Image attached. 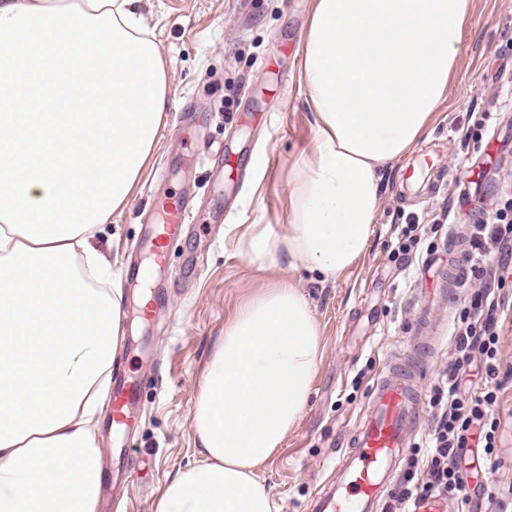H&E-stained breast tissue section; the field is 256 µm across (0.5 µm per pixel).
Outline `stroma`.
Segmentation results:
<instances>
[{"label":"stroma","instance_id":"35a3bbf8","mask_svg":"<svg viewBox=\"0 0 512 512\" xmlns=\"http://www.w3.org/2000/svg\"><path fill=\"white\" fill-rule=\"evenodd\" d=\"M313 0H141L146 32L164 57L171 105L161 137L128 205L90 240L122 288L126 334L113 371L136 377V425L116 434L102 417L107 472L124 468L128 488L105 484L99 512H157L168 477L196 460L190 412L224 325L257 290L288 281L307 300L322 357L300 426L257 474L276 512H306L328 465L364 410L388 355L421 324L444 327L429 367L433 386L452 359L454 328L484 280L464 279L453 301L443 288L459 255L449 217L486 210L512 195V0H474L459 64L426 134L387 177L364 255L326 278L286 259L259 265L238 236L253 224L290 222L293 164L311 138L299 52ZM266 158L264 171L252 165ZM188 194L183 239L159 275L165 301L151 321L124 272L155 197ZM414 225L412 237L402 230ZM501 463L512 482V378L498 410Z\"/></svg>","mask_w":512,"mask_h":512}]
</instances>
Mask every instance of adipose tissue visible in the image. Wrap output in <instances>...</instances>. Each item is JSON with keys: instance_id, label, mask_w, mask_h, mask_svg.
Masks as SVG:
<instances>
[{"instance_id": "ef3b65f1", "label": "adipose tissue", "mask_w": 512, "mask_h": 512, "mask_svg": "<svg viewBox=\"0 0 512 512\" xmlns=\"http://www.w3.org/2000/svg\"><path fill=\"white\" fill-rule=\"evenodd\" d=\"M141 0H0V512H98L97 428L125 334L123 295L88 243L127 206L169 88ZM473 0H314L300 82L311 139L291 221L238 241L253 261L333 277L364 254L383 174L446 97ZM316 319L281 282L225 325L192 409L198 459L158 512H273L257 474L300 424Z\"/></svg>"}]
</instances>
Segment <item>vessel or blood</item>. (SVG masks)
Segmentation results:
<instances>
[{"label":"vessel or blood","instance_id":"b4317fda","mask_svg":"<svg viewBox=\"0 0 512 512\" xmlns=\"http://www.w3.org/2000/svg\"><path fill=\"white\" fill-rule=\"evenodd\" d=\"M160 223H149L140 253L162 259L190 220L188 204L162 203ZM428 371V352L421 349L393 356L371 388L366 408L350 432L308 512H381L398 469L411 446L410 433L419 419L421 382ZM139 394L123 378L112 380L110 411L124 422Z\"/></svg>","mask_w":512,"mask_h":512}]
</instances>
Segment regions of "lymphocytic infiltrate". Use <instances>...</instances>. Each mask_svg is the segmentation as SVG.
<instances>
[{"instance_id": "1", "label": "lymphocytic infiltrate", "mask_w": 512, "mask_h": 512, "mask_svg": "<svg viewBox=\"0 0 512 512\" xmlns=\"http://www.w3.org/2000/svg\"><path fill=\"white\" fill-rule=\"evenodd\" d=\"M512 245V201L492 214L476 218L468 256L470 272L480 276L490 256H497L501 277L512 276V264L502 254ZM497 301L482 291L471 303L469 320L458 328L453 358L431 388L429 404L435 425L426 445V478L409 469L390 497L387 512H413L418 501L457 499L469 504L471 456L491 457L499 446L500 420L495 414L501 399L502 327Z\"/></svg>"}]
</instances>
